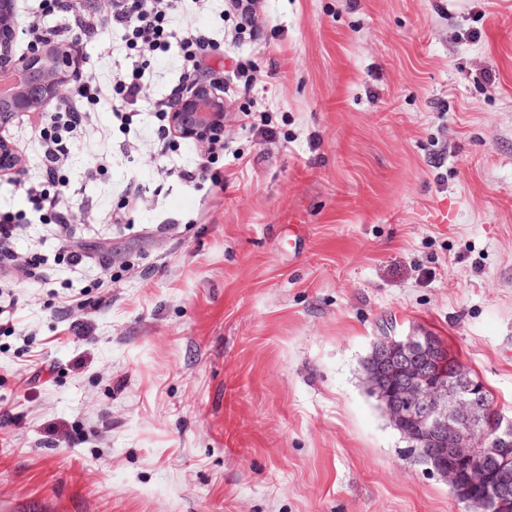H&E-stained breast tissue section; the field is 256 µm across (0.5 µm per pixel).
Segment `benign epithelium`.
Returning a JSON list of instances; mask_svg holds the SVG:
<instances>
[{"label":"benign epithelium","mask_w":512,"mask_h":512,"mask_svg":"<svg viewBox=\"0 0 512 512\" xmlns=\"http://www.w3.org/2000/svg\"><path fill=\"white\" fill-rule=\"evenodd\" d=\"M14 0H0V78L20 77L25 86L0 99V128L62 98L75 71L69 55L49 45L18 56ZM229 106L223 92L201 83L171 107L174 132L203 138L224 131ZM12 143L0 136V172L20 171ZM435 337L422 328L406 336L389 332L374 343L379 369L370 390L383 401L407 443L406 457L445 480L464 509L496 512L512 501V418L494 407L462 371L434 358Z\"/></svg>","instance_id":"benign-epithelium-1"}]
</instances>
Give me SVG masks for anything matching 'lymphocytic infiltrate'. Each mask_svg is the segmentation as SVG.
Segmentation results:
<instances>
[{"label": "lymphocytic infiltrate", "instance_id": "obj_1", "mask_svg": "<svg viewBox=\"0 0 512 512\" xmlns=\"http://www.w3.org/2000/svg\"><path fill=\"white\" fill-rule=\"evenodd\" d=\"M184 0H98L93 12H74L71 20L48 30V17L64 11V0H39L34 12L19 22V42L26 48L40 45L45 36H53L58 45L72 52L97 38L102 30L112 32V41L126 61L124 74L113 81L100 80L95 72H82L69 94L53 111L43 113L38 141L42 162L41 177L35 181L15 180L14 185L29 204V211H0V322L10 321L17 303L13 292L18 275L34 283L48 280L50 270L44 258L34 253L20 256L16 242L31 224H42L57 244L59 258L79 269L90 262L107 264V257H91L83 252L77 226L79 207L69 192L65 172L71 162V150L81 135L93 126L97 106H107L112 124L121 134L135 131L140 124L139 101L145 99L147 72L153 59L170 57L179 64V82L198 80L212 69L214 42L209 32L193 19L176 24L183 15ZM159 158L157 173L174 177L201 191L205 187H223L224 175L211 171L204 161L190 167L166 164V146L155 148Z\"/></svg>", "mask_w": 512, "mask_h": 512}]
</instances>
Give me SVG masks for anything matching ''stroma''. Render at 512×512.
I'll return each instance as SVG.
<instances>
[{
	"mask_svg": "<svg viewBox=\"0 0 512 512\" xmlns=\"http://www.w3.org/2000/svg\"><path fill=\"white\" fill-rule=\"evenodd\" d=\"M223 188L73 153L86 252L0 326V512H464L365 387L383 328L447 341L512 417V0H265ZM145 206L103 223L124 188ZM86 305H77V298ZM54 366L47 383L30 378Z\"/></svg>",
	"mask_w": 512,
	"mask_h": 512,
	"instance_id": "stroma-1",
	"label": "stroma"
}]
</instances>
